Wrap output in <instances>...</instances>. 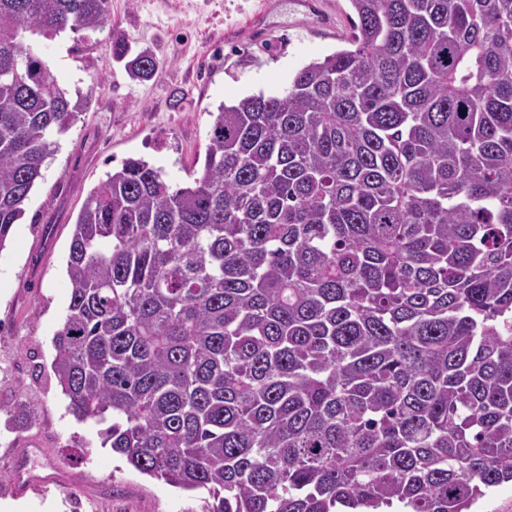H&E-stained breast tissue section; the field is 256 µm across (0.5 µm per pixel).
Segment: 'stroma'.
<instances>
[{"label": "stroma", "instance_id": "obj_1", "mask_svg": "<svg viewBox=\"0 0 512 512\" xmlns=\"http://www.w3.org/2000/svg\"><path fill=\"white\" fill-rule=\"evenodd\" d=\"M326 18L301 0H109L103 29L36 38L58 84L87 106L58 138L21 224L0 251V503L52 512H204L200 493L140 474L97 428L66 410L51 370L52 338L69 306L66 259L90 191L130 157L161 168L173 187L203 166L208 130L224 103L286 90L295 72L344 47L349 0H325ZM116 42L159 62L134 80ZM36 413L26 424L23 409ZM24 466L29 486L18 491Z\"/></svg>", "mask_w": 512, "mask_h": 512}]
</instances>
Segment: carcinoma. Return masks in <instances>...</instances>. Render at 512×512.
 I'll return each mask as SVG.
<instances>
[{"label":"carcinoma","instance_id":"cac0c4a2","mask_svg":"<svg viewBox=\"0 0 512 512\" xmlns=\"http://www.w3.org/2000/svg\"><path fill=\"white\" fill-rule=\"evenodd\" d=\"M350 3V47L220 106L188 186L128 158L75 222L68 410L205 512H470L512 482V0ZM107 12L0 0V251L86 103L26 34Z\"/></svg>","mask_w":512,"mask_h":512}]
</instances>
